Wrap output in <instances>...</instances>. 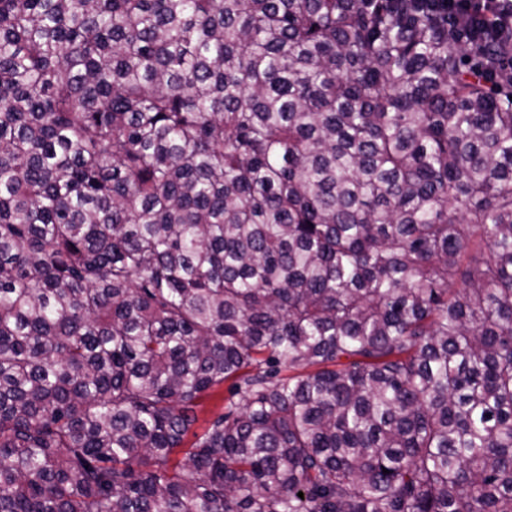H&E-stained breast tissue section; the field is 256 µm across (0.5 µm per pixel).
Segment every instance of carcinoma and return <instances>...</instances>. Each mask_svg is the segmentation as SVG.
I'll return each mask as SVG.
<instances>
[{
	"label": "carcinoma",
	"mask_w": 512,
	"mask_h": 512,
	"mask_svg": "<svg viewBox=\"0 0 512 512\" xmlns=\"http://www.w3.org/2000/svg\"><path fill=\"white\" fill-rule=\"evenodd\" d=\"M511 56L0 0V512H512ZM228 396V384H224L218 389L217 393L213 396L206 397L201 401V404L196 409L198 421L194 425L193 429L197 432L201 431V427L204 426L205 421L213 417L215 413H218L223 406V397Z\"/></svg>",
	"instance_id": "carcinoma-1"
}]
</instances>
